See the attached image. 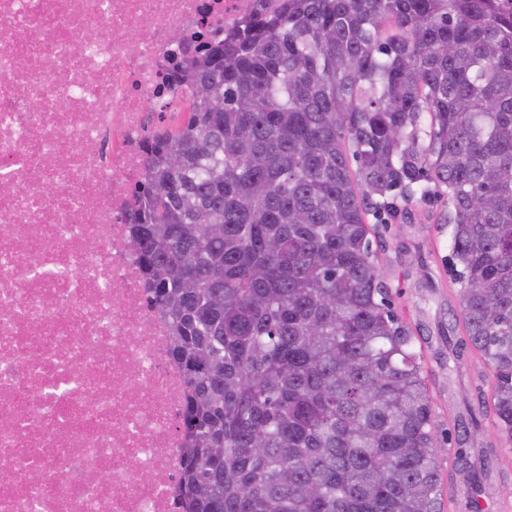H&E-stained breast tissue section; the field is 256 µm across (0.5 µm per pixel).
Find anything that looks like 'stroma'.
Here are the masks:
<instances>
[{"label":"stroma","instance_id":"1","mask_svg":"<svg viewBox=\"0 0 512 512\" xmlns=\"http://www.w3.org/2000/svg\"><path fill=\"white\" fill-rule=\"evenodd\" d=\"M440 209L439 202L428 197L413 207V220L381 225L378 252L392 290V307L408 323L422 349L432 421L442 447L444 512H468L455 452L464 444L493 441L497 430L483 405L491 387L490 371L451 330L459 305L458 287L448 272L450 229L423 219L425 213ZM462 423L470 429L464 439L457 432ZM483 470L481 498L489 512H512V497L501 496L504 488H512V454L489 455Z\"/></svg>","mask_w":512,"mask_h":512}]
</instances>
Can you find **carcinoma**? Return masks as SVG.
I'll use <instances>...</instances> for the list:
<instances>
[{
  "instance_id": "1",
  "label": "carcinoma",
  "mask_w": 512,
  "mask_h": 512,
  "mask_svg": "<svg viewBox=\"0 0 512 512\" xmlns=\"http://www.w3.org/2000/svg\"><path fill=\"white\" fill-rule=\"evenodd\" d=\"M132 233L188 391L180 512H443L420 353L373 243L434 192L512 444V12L282 0L187 68ZM463 483L479 488L466 448Z\"/></svg>"
}]
</instances>
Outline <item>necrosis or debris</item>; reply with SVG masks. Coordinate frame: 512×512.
Wrapping results in <instances>:
<instances>
[{
    "label": "necrosis or debris",
    "mask_w": 512,
    "mask_h": 512,
    "mask_svg": "<svg viewBox=\"0 0 512 512\" xmlns=\"http://www.w3.org/2000/svg\"><path fill=\"white\" fill-rule=\"evenodd\" d=\"M257 6L0 0V512H175L186 383L131 192L176 58Z\"/></svg>",
    "instance_id": "obj_1"
}]
</instances>
